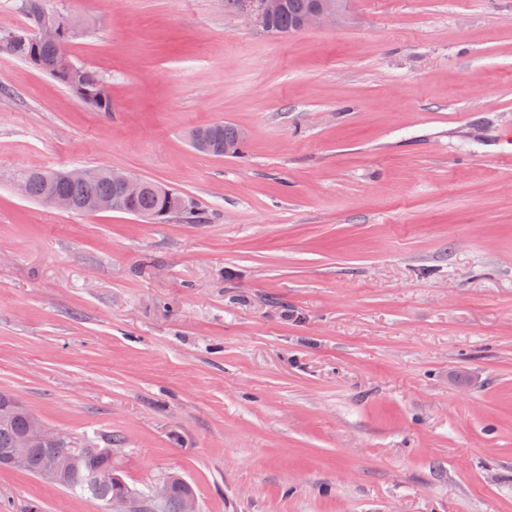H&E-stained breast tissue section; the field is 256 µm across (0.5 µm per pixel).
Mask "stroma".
<instances>
[{"instance_id":"1","label":"stroma","mask_w":512,"mask_h":512,"mask_svg":"<svg viewBox=\"0 0 512 512\" xmlns=\"http://www.w3.org/2000/svg\"><path fill=\"white\" fill-rule=\"evenodd\" d=\"M112 99L0 53V390L198 512H512V0H348L272 35L224 0H47ZM248 134L241 155L189 130ZM107 167L202 224L68 213ZM0 512H104L0 469ZM203 128L210 130V140L209 132ZM239 131L242 138L246 140L245 131L240 130L237 126L227 123H214L195 129L192 135L190 134V142L195 149L204 150L199 151L201 153L216 157H235L243 152L246 143L240 139ZM43 170L27 169L24 173L29 179V197L42 203H47V197L52 191L59 194H52L48 201L51 208L67 212H83L89 214L103 212H118L121 209L123 200L138 194L144 187V179L133 177L123 172L108 170L106 168L95 169H61L51 173H43L51 181L64 179L48 185L40 175ZM110 171V175L104 176ZM19 175L15 180V186L20 195L27 197L28 179L27 175ZM104 176V177H103ZM103 177V178H102ZM102 178L101 180H99ZM86 182L75 183L69 181ZM99 180V181H97ZM97 181V182H95ZM94 182V183H90ZM112 183L116 187V193ZM64 194V195H63ZM67 195V196H66ZM102 195H112L92 199ZM78 203L86 202L78 206L71 198Z\"/></svg>"}]
</instances>
